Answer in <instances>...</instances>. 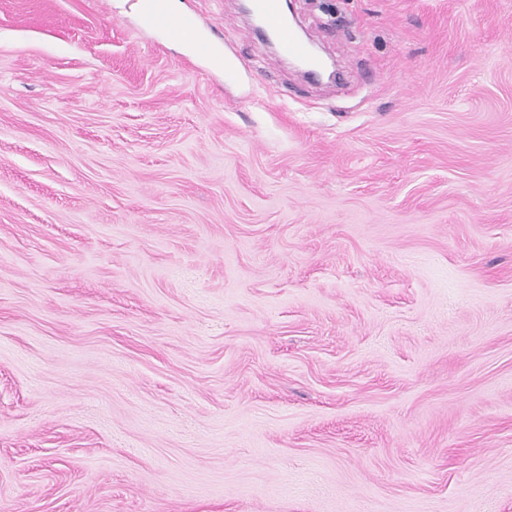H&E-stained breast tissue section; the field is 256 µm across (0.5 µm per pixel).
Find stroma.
Returning <instances> with one entry per match:
<instances>
[{
    "mask_svg": "<svg viewBox=\"0 0 512 512\" xmlns=\"http://www.w3.org/2000/svg\"><path fill=\"white\" fill-rule=\"evenodd\" d=\"M0 0V512H512V0ZM145 16L148 22L157 30L162 32L168 39L174 41H186L189 36L186 34L191 21L187 14L179 8V0H165L166 7L172 15L168 14L163 6L162 0H144ZM282 1L253 0V7L262 21V28L273 37L282 54L300 60L307 72L317 74L321 71V64L289 27Z\"/></svg>",
    "mask_w": 512,
    "mask_h": 512,
    "instance_id": "1",
    "label": "stroma"
}]
</instances>
